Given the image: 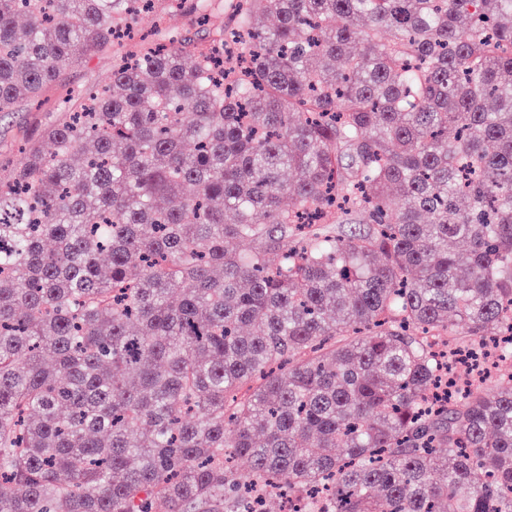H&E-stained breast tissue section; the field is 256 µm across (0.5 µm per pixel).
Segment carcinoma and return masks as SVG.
Wrapping results in <instances>:
<instances>
[{"label": "carcinoma", "instance_id": "carcinoma-1", "mask_svg": "<svg viewBox=\"0 0 512 512\" xmlns=\"http://www.w3.org/2000/svg\"><path fill=\"white\" fill-rule=\"evenodd\" d=\"M151 2L0 0V112ZM245 4L0 178V512H512V0ZM504 344H483L477 343L470 351L477 358L478 367L475 370V378L480 380L485 375L486 364L490 362L498 363L501 359V351L503 350Z\"/></svg>", "mask_w": 512, "mask_h": 512}]
</instances>
